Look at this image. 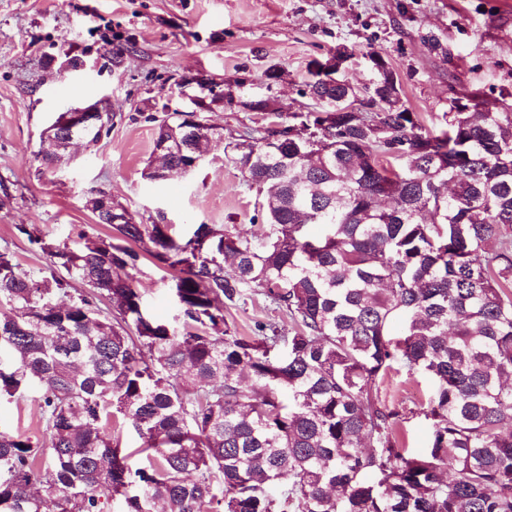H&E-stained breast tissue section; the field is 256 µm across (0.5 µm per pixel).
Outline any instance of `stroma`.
I'll return each mask as SVG.
<instances>
[{
  "label": "stroma",
  "instance_id": "stroma-1",
  "mask_svg": "<svg viewBox=\"0 0 512 512\" xmlns=\"http://www.w3.org/2000/svg\"><path fill=\"white\" fill-rule=\"evenodd\" d=\"M431 34L445 53L430 51ZM117 44L126 53L116 66L107 49ZM342 46L355 51L345 75L361 84L371 74L367 51H380L408 107L431 129L463 94L494 104L512 93V0H0V253L36 278L55 276L69 290H86L29 237L79 247L110 235L87 203L93 189L111 194L138 222L170 224L181 235L196 224L252 233L263 222L258 194L223 144H212L190 174L162 183L144 176L159 125L190 108L177 82L203 69L226 84L246 81L268 98L270 114L227 106L208 113L235 138L275 117L317 110L306 92L311 67ZM64 52L84 58L89 70L62 75L45 67V56ZM272 68L280 78L270 83ZM80 101L110 114L108 132L77 141L60 162L45 165L42 132ZM134 277L147 313L181 326L171 272L144 257ZM224 316L245 336L259 322L292 328L259 288L244 304L225 307ZM431 391L427 377L400 368L378 386L382 403L404 413L402 433L416 451L431 436L421 413ZM40 398L36 387L1 398L0 429L47 442Z\"/></svg>",
  "mask_w": 512,
  "mask_h": 512
}]
</instances>
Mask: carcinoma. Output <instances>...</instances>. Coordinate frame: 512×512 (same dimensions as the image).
<instances>
[{
  "label": "carcinoma",
  "mask_w": 512,
  "mask_h": 512,
  "mask_svg": "<svg viewBox=\"0 0 512 512\" xmlns=\"http://www.w3.org/2000/svg\"><path fill=\"white\" fill-rule=\"evenodd\" d=\"M318 112L228 142L266 227L139 224L112 196L115 236L79 250L39 240L93 288L66 304L0 253V398L34 385L48 446L0 431V512H512V103L458 99L425 130L396 72L307 83ZM367 97L369 112H341ZM243 84L206 107L253 105ZM188 113L154 152L191 159ZM46 164L70 127L55 118ZM497 247L486 250L488 242ZM173 271L175 327L142 307L132 270ZM261 288L295 327L238 336L219 300ZM116 307L110 318L102 300ZM403 331L393 334V324ZM434 381L428 447L413 453L378 382L394 366ZM129 424L132 468L114 432Z\"/></svg>",
  "instance_id": "obj_1"
}]
</instances>
